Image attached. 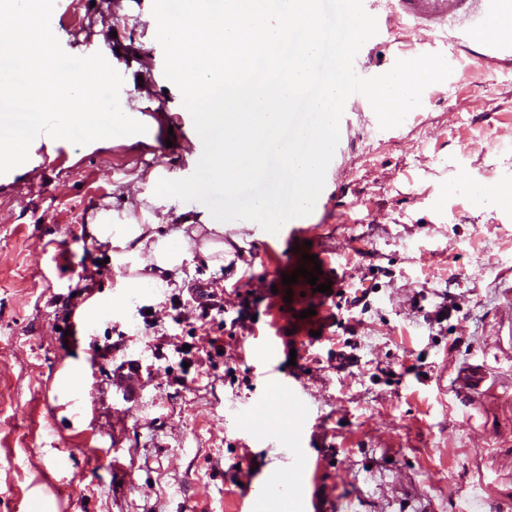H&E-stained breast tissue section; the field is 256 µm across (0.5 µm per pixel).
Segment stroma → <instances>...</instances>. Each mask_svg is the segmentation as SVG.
<instances>
[{"instance_id": "obj_1", "label": "stroma", "mask_w": 512, "mask_h": 512, "mask_svg": "<svg viewBox=\"0 0 512 512\" xmlns=\"http://www.w3.org/2000/svg\"><path fill=\"white\" fill-rule=\"evenodd\" d=\"M152 2L71 0L52 31L72 56L119 49L123 111L181 113L151 68ZM448 36L398 17L354 60L362 77L423 54L459 62L398 127L381 129L370 103L344 107L325 199L304 218L338 292L321 336L278 360L304 405L269 390L250 352L273 330L263 282L295 263L287 238L233 221L224 254L194 255L181 285L127 300L109 244L86 233L101 209L169 234L207 223L198 203L154 193L193 173L182 144L102 139L0 186V512H235L244 472L268 481L298 439L314 479L270 489L256 512H299L315 491L331 512H512V60ZM201 282L224 314L199 319ZM67 298L110 311L63 339ZM131 355L146 382L135 405L111 380ZM68 368L81 374L70 396ZM474 368L481 385L462 392Z\"/></svg>"}]
</instances>
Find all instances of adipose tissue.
<instances>
[{
  "instance_id": "adipose-tissue-1",
  "label": "adipose tissue",
  "mask_w": 512,
  "mask_h": 512,
  "mask_svg": "<svg viewBox=\"0 0 512 512\" xmlns=\"http://www.w3.org/2000/svg\"><path fill=\"white\" fill-rule=\"evenodd\" d=\"M249 95L248 86H240L236 95L238 103ZM238 103L230 108L210 109L207 132L212 138L243 145L241 163L265 172L263 197L276 208H283L290 200V192L282 185L279 174L267 171L263 139L268 136L279 140L285 152L299 151L301 131L297 118L287 113L280 124L271 125L265 112L244 111ZM87 232L97 241L110 244L113 265L128 266L130 274L121 281L122 294L126 297L166 287L171 280L181 281L183 267L194 254L207 258L224 248V223L220 220L206 226L185 224L178 233L163 234L158 225L116 224L104 214L88 224Z\"/></svg>"
}]
</instances>
